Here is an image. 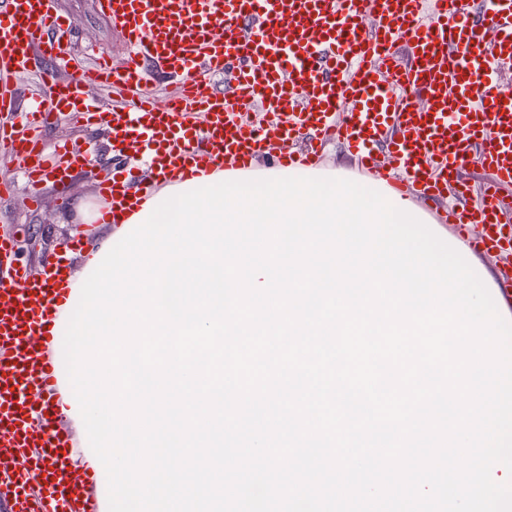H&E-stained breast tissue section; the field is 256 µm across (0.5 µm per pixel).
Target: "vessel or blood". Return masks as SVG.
Instances as JSON below:
<instances>
[{"mask_svg":"<svg viewBox=\"0 0 512 512\" xmlns=\"http://www.w3.org/2000/svg\"><path fill=\"white\" fill-rule=\"evenodd\" d=\"M125 36L123 65L104 56L73 69L60 16L48 0H0V147L25 159L27 195L66 186L92 163L78 146L48 147L40 134L65 114L105 130L113 152L150 159V182L123 164L98 184L103 220L121 224L160 182L217 168L246 173L261 158L297 172L318 166L317 141L342 139L360 171L385 188L374 152L385 149L411 190L449 200L442 216L476 250L512 252V0H96ZM76 77H69V70ZM230 75L225 87L214 78ZM38 91L18 105L19 79ZM171 81L176 97L146 91ZM106 86L128 105L87 101ZM259 111L263 121L249 120ZM60 166L45 167L48 153ZM478 160L489 181H460ZM0 236V484L8 512H98V474L76 475L72 436L56 408L61 370L56 312L67 267L13 268Z\"/></svg>","mask_w":512,"mask_h":512,"instance_id":"vessel-or-blood-1","label":"vessel or blood"}]
</instances>
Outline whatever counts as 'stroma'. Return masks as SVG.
<instances>
[{"label":"stroma","instance_id":"1","mask_svg":"<svg viewBox=\"0 0 512 512\" xmlns=\"http://www.w3.org/2000/svg\"><path fill=\"white\" fill-rule=\"evenodd\" d=\"M65 21L66 43L75 63L91 59L96 52L111 54L113 64H120L127 53V43L111 21L97 13L94 0H54ZM48 141L70 140L90 153L102 155L107 151L103 133L90 132L73 117H66L47 131ZM100 168L84 167L64 189L48 187L38 207L25 202L22 190H14L0 198V234L11 236L19 265L29 273H37L43 257L65 256L69 270H79L81 258L92 236L87 225L72 223L79 205L97 196L96 183Z\"/></svg>","mask_w":512,"mask_h":512}]
</instances>
